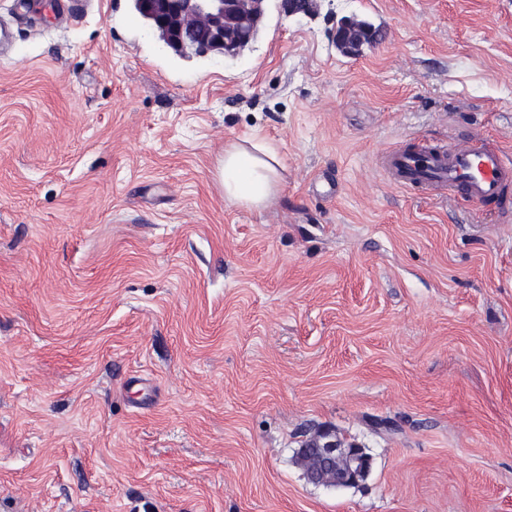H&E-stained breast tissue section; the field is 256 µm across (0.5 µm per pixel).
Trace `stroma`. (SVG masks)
Wrapping results in <instances>:
<instances>
[{
	"label": "stroma",
	"mask_w": 512,
	"mask_h": 512,
	"mask_svg": "<svg viewBox=\"0 0 512 512\" xmlns=\"http://www.w3.org/2000/svg\"><path fill=\"white\" fill-rule=\"evenodd\" d=\"M382 41L350 58L337 21ZM0 56V512H512L502 214L389 181L414 139L512 156V0H268L232 61L131 0ZM260 134L262 209L215 162ZM330 435L371 458L308 481ZM300 461L309 481L325 486H357L368 475L371 458L357 444L344 448L339 440H328L323 447L319 439L308 444Z\"/></svg>",
	"instance_id": "1"
}]
</instances>
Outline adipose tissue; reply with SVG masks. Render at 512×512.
<instances>
[{
    "label": "adipose tissue",
    "mask_w": 512,
    "mask_h": 512,
    "mask_svg": "<svg viewBox=\"0 0 512 512\" xmlns=\"http://www.w3.org/2000/svg\"><path fill=\"white\" fill-rule=\"evenodd\" d=\"M279 165L277 153L261 137L226 145L216 161L225 200L256 209L265 206L280 189Z\"/></svg>",
    "instance_id": "adipose-tissue-1"
}]
</instances>
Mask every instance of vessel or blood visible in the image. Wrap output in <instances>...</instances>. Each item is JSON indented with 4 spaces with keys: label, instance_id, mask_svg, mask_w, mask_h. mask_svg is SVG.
I'll return each instance as SVG.
<instances>
[{
    "label": "vessel or blood",
    "instance_id": "1",
    "mask_svg": "<svg viewBox=\"0 0 512 512\" xmlns=\"http://www.w3.org/2000/svg\"><path fill=\"white\" fill-rule=\"evenodd\" d=\"M384 169L397 184L437 195L453 191L478 203L499 198L504 185L512 182V157L489 145L447 149L420 145L389 153Z\"/></svg>",
    "mask_w": 512,
    "mask_h": 512
}]
</instances>
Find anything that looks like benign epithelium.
I'll use <instances>...</instances> for the list:
<instances>
[{
  "label": "benign epithelium",
  "instance_id": "obj_1",
  "mask_svg": "<svg viewBox=\"0 0 512 512\" xmlns=\"http://www.w3.org/2000/svg\"><path fill=\"white\" fill-rule=\"evenodd\" d=\"M135 10L158 33L167 47L181 56L217 52L233 59L258 35L266 0H134ZM188 30H200L199 45L184 39ZM381 40V31L354 16L343 18L332 33L336 48L348 57ZM309 481L325 486L353 487L368 475L371 458L356 444L336 440L320 445L314 439L300 461Z\"/></svg>",
  "mask_w": 512,
  "mask_h": 512
}]
</instances>
